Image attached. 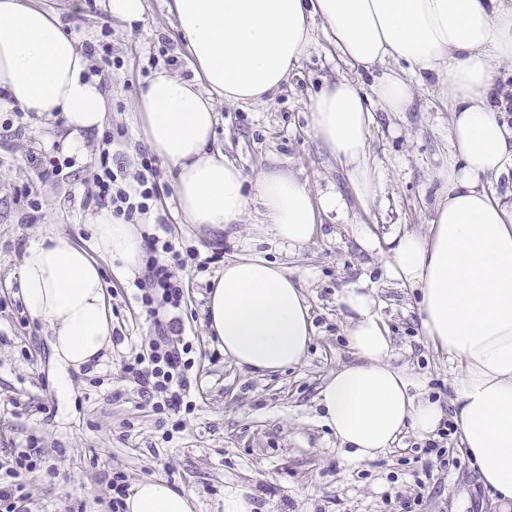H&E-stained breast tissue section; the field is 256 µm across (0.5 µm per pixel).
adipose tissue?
I'll return each instance as SVG.
<instances>
[{
    "mask_svg": "<svg viewBox=\"0 0 512 512\" xmlns=\"http://www.w3.org/2000/svg\"><path fill=\"white\" fill-rule=\"evenodd\" d=\"M193 80L154 71L137 102L142 135L175 173L184 223L222 232L250 202L264 231L297 255L313 244L324 218L346 203L333 190L312 194L290 169L259 173L253 190L213 146L216 99L266 102L287 82L314 40L328 34L340 58L372 76L325 82L311 99L312 133L347 167L365 201L378 188L368 159L373 108L412 111L415 84H432L449 103L452 158L436 169L440 185L425 233L392 238L390 276L417 294L425 336L453 366L452 419L498 512H512V192L487 179L512 172V100L499 87L512 65V0H165ZM89 60L39 0H0V110L18 104L40 116L63 113L72 134L100 129L106 112ZM94 252L63 233L28 243L20 285L30 313L46 322L60 393L69 372L112 346V315L99 261L140 267L143 241L133 225L107 217L93 226ZM350 359L318 393L321 422L339 447L371 461L407 430L436 432L437 402L393 365L390 329L376 293L346 289L339 298ZM207 320L224 355L240 369L271 374L300 366L314 337L301 280L284 264L245 254L225 262L207 299ZM128 512H196L193 493L166 481L137 484Z\"/></svg>",
    "mask_w": 512,
    "mask_h": 512,
    "instance_id": "1",
    "label": "adipose tissue"
}]
</instances>
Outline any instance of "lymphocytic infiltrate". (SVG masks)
<instances>
[{"label":"lymphocytic infiltrate","instance_id":"1","mask_svg":"<svg viewBox=\"0 0 512 512\" xmlns=\"http://www.w3.org/2000/svg\"><path fill=\"white\" fill-rule=\"evenodd\" d=\"M111 37V30L104 29L95 38L83 41L82 47L90 60L88 76L103 81L122 68V61L113 54ZM126 138V130L119 126L103 131L81 206L84 211L104 212L126 224H143L153 217L161 226H168L162 211L171 191L160 179L155 158L149 152H141L131 170L114 162ZM145 253L143 274L134 283V300L143 308L154 336L148 353L122 362L121 369L124 380L135 385L138 395L151 403L156 414L176 415L191 409L193 386L192 346L185 338L180 316L189 290L182 273L192 264L202 269L219 261L223 249L215 247L210 256L203 258L192 247L180 249L172 238L151 234L145 238ZM37 453L33 447L16 457L13 476L17 484L0 488V512H29L22 479L36 469Z\"/></svg>","mask_w":512,"mask_h":512}]
</instances>
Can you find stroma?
Instances as JSON below:
<instances>
[{"instance_id": "35a3bbf8", "label": "stroma", "mask_w": 512, "mask_h": 512, "mask_svg": "<svg viewBox=\"0 0 512 512\" xmlns=\"http://www.w3.org/2000/svg\"><path fill=\"white\" fill-rule=\"evenodd\" d=\"M62 27L77 38L112 31V47L124 66L106 81L107 125L127 129L126 162L137 159L145 141L136 104L153 72L161 66L183 79L193 72L168 18L164 0H146L138 30L112 19L108 0H41ZM365 81L345 66L324 33L300 60L282 91L266 103L217 102L214 145L224 150L247 179L278 161L307 183L312 193L333 188L343 194L346 213L328 221L327 235L298 256L284 255L261 232L262 209L250 204L234 235L224 236L225 260L250 249L285 262L307 285L315 337L301 366L273 375H255L218 355L205 316L210 285L224 269L186 270L190 290L182 313L195 335L192 360L200 379L195 409L172 429L144 405L124 382L123 356L144 350L151 329L131 297L138 273L120 262L102 261L113 329L125 339L90 368L71 371L72 394L60 400L53 383L49 331L44 322L23 325L18 310L24 297L19 268L27 243L62 232L92 248L93 215L83 211V182L95 158L98 133L72 144L66 125L52 118L30 120L24 136L0 127V462L11 451L38 438L48 450L49 469L29 474L24 483L32 512H106L99 499L106 481L123 473L129 484L162 479L193 492L198 512H224L225 490L244 492L255 512H394L390 496H422L416 512H495L491 497L467 454L449 435L446 446L457 466L425 476L418 450L427 439L408 432L371 462L350 459L333 433L321 425L318 390L329 374L350 358L338 299L344 290L375 289L378 311L395 340L394 363L411 369L425 395L442 406L453 397L452 370L435 352L421 327V315L408 289L396 286L377 243L429 223L439 186L435 168L451 157L448 103L435 89L416 90L415 108L395 118L376 112L369 156L382 189L375 199L354 195L345 167L325 151L311 131L309 97L324 78ZM61 150L75 166L38 179L26 163L33 151ZM30 183L43 204L33 223H21L14 186Z\"/></svg>"}]
</instances>
